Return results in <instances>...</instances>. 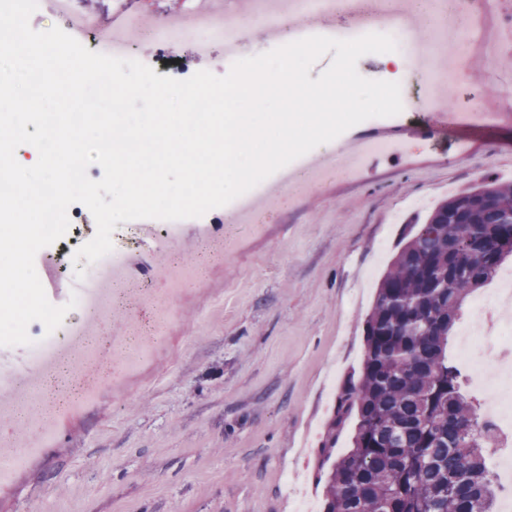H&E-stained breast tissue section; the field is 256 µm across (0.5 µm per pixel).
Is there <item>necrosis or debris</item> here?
Segmentation results:
<instances>
[{
  "label": "necrosis or debris",
  "instance_id": "1",
  "mask_svg": "<svg viewBox=\"0 0 512 512\" xmlns=\"http://www.w3.org/2000/svg\"><path fill=\"white\" fill-rule=\"evenodd\" d=\"M347 0H290L284 8L269 10L256 6L247 15L235 11L220 14L208 12L200 0H192L182 12L183 24L172 29L157 20L147 36L164 55L181 47L193 53L204 54L213 46L224 48L227 62L264 53L265 45L256 39L257 31L268 27L287 29L289 40L295 41L320 34L318 20L323 12H341ZM440 21L451 30L456 39L448 50L457 55L474 54L483 46L482 30L489 12L485 0H438L436 5ZM369 33L387 34L397 44L396 55L402 62L399 79L404 109L417 110L426 103V95L419 87L427 58L437 56V45L415 40L412 32L398 16L392 14L362 13L357 23L341 22L330 30V37L351 39ZM70 226L67 233L51 246L41 249L35 258L40 269L51 270L61 293V302L77 297V317L64 327L47 331L44 324L32 322L28 327L31 344L22 346L21 356H14L11 348H0V390H15L23 365L40 364L47 356L62 349L82 329L88 319L102 318L112 305L128 306L149 301L153 293L145 282L116 279L113 268L129 263L147 264L152 249H165L173 275L178 276L180 287L200 279L201 272L216 257L210 248L212 225L198 227L201 247L195 261L181 256V244L186 235L184 221L142 219L130 222L134 246H115L99 261L87 265L83 279L66 273L65 259L85 242L80 230L83 207L71 205L68 210ZM507 285L492 289L476 300L472 320L465 327L462 357L474 386L482 391L479 417L490 429L488 451L494 459L492 472L496 483L503 488V508L512 507V321L503 316V307L512 305V273L506 275ZM166 321L157 319L138 330L118 336H108L83 345L81 359H60L52 373L43 376L41 385L49 387L54 395L48 407L49 416L59 418L73 408L91 404V392L83 380L88 366H111L115 351H122L121 371H128L133 362L143 360L150 349L165 335Z\"/></svg>",
  "mask_w": 512,
  "mask_h": 512
}]
</instances>
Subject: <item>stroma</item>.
Instances as JSON below:
<instances>
[{
  "instance_id": "35a3bbf8",
  "label": "stroma",
  "mask_w": 512,
  "mask_h": 512,
  "mask_svg": "<svg viewBox=\"0 0 512 512\" xmlns=\"http://www.w3.org/2000/svg\"><path fill=\"white\" fill-rule=\"evenodd\" d=\"M488 37L494 55L467 60L447 111L473 103L490 119L393 116L405 150L267 211L261 232L232 224L234 250L201 285L154 280L172 309L166 340L57 426L0 486V512H288L283 474L294 466L323 496L317 458L335 403L326 377L341 386L359 371L391 256L427 208L485 178L512 181V85L501 81L512 35L494 24ZM137 52L160 76L227 72L220 49L168 60L143 38Z\"/></svg>"
}]
</instances>
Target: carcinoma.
<instances>
[{"mask_svg":"<svg viewBox=\"0 0 512 512\" xmlns=\"http://www.w3.org/2000/svg\"><path fill=\"white\" fill-rule=\"evenodd\" d=\"M512 257V182L484 180L431 210L382 274L358 377L317 460L322 512H493L478 408L448 338L467 298ZM356 420L350 448L336 442Z\"/></svg>","mask_w":512,"mask_h":512,"instance_id":"cac0c4a2","label":"carcinoma"}]
</instances>
